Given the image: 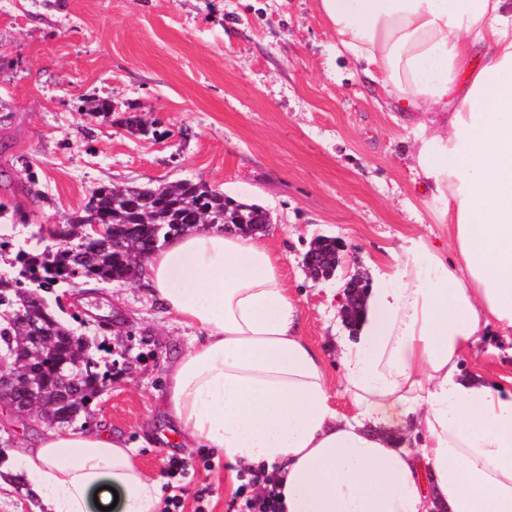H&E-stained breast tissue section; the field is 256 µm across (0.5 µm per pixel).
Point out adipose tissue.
<instances>
[{"label": "adipose tissue", "mask_w": 512, "mask_h": 512, "mask_svg": "<svg viewBox=\"0 0 512 512\" xmlns=\"http://www.w3.org/2000/svg\"><path fill=\"white\" fill-rule=\"evenodd\" d=\"M318 5L411 128L410 169L452 251L389 248L340 343L346 416L266 241L215 226L171 239L144 277L199 335L162 408L178 441L223 455L226 490L238 470L275 473L279 512H512V375L460 368L488 326L512 334V0ZM18 459L0 478L46 512H91L103 486L120 512H159L160 482L122 437L47 426Z\"/></svg>", "instance_id": "adipose-tissue-1"}]
</instances>
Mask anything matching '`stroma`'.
<instances>
[{
    "instance_id": "stroma-1",
    "label": "stroma",
    "mask_w": 512,
    "mask_h": 512,
    "mask_svg": "<svg viewBox=\"0 0 512 512\" xmlns=\"http://www.w3.org/2000/svg\"><path fill=\"white\" fill-rule=\"evenodd\" d=\"M111 100L112 118L87 102ZM137 116L156 136L121 126ZM409 130L395 126L377 85L336 52L318 0H0V202L29 221L13 239L65 224L93 189L130 182H203L269 214L265 237L280 260L300 331L325 361L339 414L352 411L341 383L339 342L349 276L413 234L443 252L451 243L413 181ZM37 175L28 195L25 166ZM319 237L343 243L341 266L316 282L301 260ZM71 328L95 338L101 395L75 429L124 437L141 466L162 477L169 456L188 459L184 486L194 512H231L224 461L175 443L161 408L169 365L196 329L160 308L143 280L65 284L47 292ZM41 420L0 408V466L32 447Z\"/></svg>"
}]
</instances>
